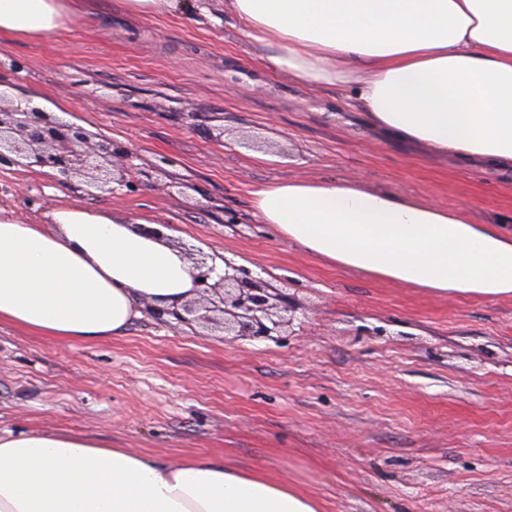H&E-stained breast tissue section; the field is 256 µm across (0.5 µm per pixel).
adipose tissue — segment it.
Masks as SVG:
<instances>
[{
  "mask_svg": "<svg viewBox=\"0 0 512 512\" xmlns=\"http://www.w3.org/2000/svg\"><path fill=\"white\" fill-rule=\"evenodd\" d=\"M273 72L345 87L386 135L512 165V0H230ZM61 0H0V35L65 23ZM255 215L327 264L431 289L512 297V232L367 189L297 179L254 193ZM195 295L166 234L66 204L45 224L0 210V322L58 341L123 335L143 304ZM0 512H318L263 474L161 463L66 431L0 435Z\"/></svg>",
  "mask_w": 512,
  "mask_h": 512,
  "instance_id": "adipose-tissue-1",
  "label": "adipose tissue"
}]
</instances>
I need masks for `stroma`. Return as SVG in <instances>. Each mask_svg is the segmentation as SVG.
Instances as JSON below:
<instances>
[{"instance_id": "1", "label": "stroma", "mask_w": 512, "mask_h": 512, "mask_svg": "<svg viewBox=\"0 0 512 512\" xmlns=\"http://www.w3.org/2000/svg\"><path fill=\"white\" fill-rule=\"evenodd\" d=\"M64 29L0 35V86L172 159L153 184L0 170V208L45 223L79 204L143 218L299 304L272 339L224 343L171 315L62 342L0 323V434L66 430L163 463L281 479L319 512H512V299L439 296L325 264L253 216L260 187L360 178L512 226V170L382 137L339 88L270 75L227 0L133 11L69 0Z\"/></svg>"}]
</instances>
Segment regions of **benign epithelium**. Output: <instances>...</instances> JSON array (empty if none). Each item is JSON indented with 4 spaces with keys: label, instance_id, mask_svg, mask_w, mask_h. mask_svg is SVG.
I'll list each match as a JSON object with an SVG mask.
<instances>
[{
    "label": "benign epithelium",
    "instance_id": "obj_1",
    "mask_svg": "<svg viewBox=\"0 0 512 512\" xmlns=\"http://www.w3.org/2000/svg\"><path fill=\"white\" fill-rule=\"evenodd\" d=\"M134 159L130 150L96 141L84 127L0 91V169H48L59 181L82 177L88 188L113 194L153 180V174L171 164L166 157L146 166L133 163ZM185 255L192 264L197 297L170 311L176 320L220 323L224 335L236 338H268L297 319L298 305L246 268L226 259L224 274L214 278L212 256L192 248L185 249Z\"/></svg>",
    "mask_w": 512,
    "mask_h": 512
}]
</instances>
